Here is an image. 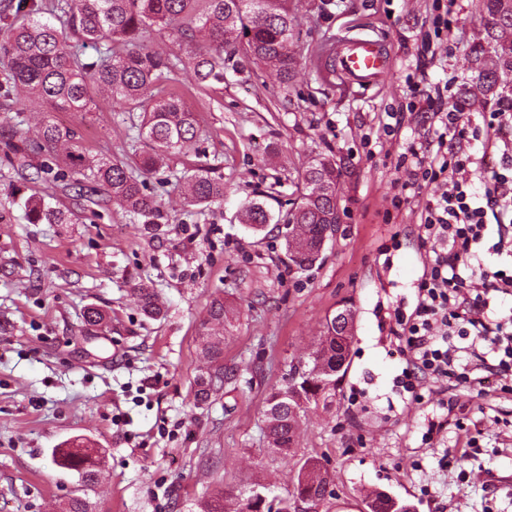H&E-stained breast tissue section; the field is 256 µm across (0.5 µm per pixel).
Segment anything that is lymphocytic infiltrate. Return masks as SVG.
I'll return each mask as SVG.
<instances>
[{
  "mask_svg": "<svg viewBox=\"0 0 512 512\" xmlns=\"http://www.w3.org/2000/svg\"><path fill=\"white\" fill-rule=\"evenodd\" d=\"M441 132L431 149L408 143L397 161L408 175L407 187L434 184L418 239L431 257L417 288L414 311L404 322V352L409 373L418 381L456 377L468 388L484 376L512 383V318L498 308L512 300V273L485 265L484 244L512 259V98L501 99L474 129L472 143L448 142L458 128L454 107L430 114ZM499 154L487 167L481 150Z\"/></svg>",
  "mask_w": 512,
  "mask_h": 512,
  "instance_id": "lymphocytic-infiltrate-1",
  "label": "lymphocytic infiltrate"
}]
</instances>
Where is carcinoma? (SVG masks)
Wrapping results in <instances>:
<instances>
[{"label": "carcinoma", "instance_id": "cac0c4a2", "mask_svg": "<svg viewBox=\"0 0 512 512\" xmlns=\"http://www.w3.org/2000/svg\"><path fill=\"white\" fill-rule=\"evenodd\" d=\"M482 42L472 49L471 63L477 72L463 96L471 109H484L501 97L500 74L512 72V0H479ZM6 10L27 17L0 33V60L4 63L0 98L13 99L18 88L45 102L53 111L89 112L92 88L109 94L112 102L130 112L141 111L140 124H132L136 138L149 146L141 161L150 172L170 156L193 147L198 135L196 113L181 96L166 91L181 71L193 74L196 85L224 83V68L244 45L255 60L276 70L288 81L295 66L292 54L293 17L288 0H8ZM58 20L56 28L41 15ZM159 26L174 30L178 53L160 51L144 39L148 29ZM91 48L95 55H86ZM323 66L336 73L334 45L323 43L317 50ZM7 137L9 165L21 168V178L36 182L45 165L33 160L51 154L69 133L54 123H45L36 140L14 129ZM58 178L72 176L64 189L76 197L93 201L97 190L119 202L134 216L149 217L159 211L157 201L145 193L146 184L128 167L109 157L91 158L75 146L54 156ZM338 176L334 156L319 155L298 175L302 186L286 213L296 228L285 242L288 269L307 270L322 260L324 233L336 223ZM224 197V179L201 166L190 176L189 204L203 206ZM26 217L32 224H66L68 219L42 195L23 198ZM272 216L260 203L243 209L242 223L263 230ZM133 293L143 315L157 320L163 305L154 288L137 283ZM325 317L323 336L309 360L290 367L284 382L266 397L264 435L271 461L296 456L297 433L311 405L328 406L336 401L348 368L355 313ZM231 309L221 297L209 306L210 320L224 324ZM206 368L194 380L195 404L208 406L222 395L224 385L234 379V369L224 365V336L209 333L201 338ZM53 462L76 472L82 483L93 485L99 478L98 450L78 441L52 450ZM290 494L272 498L252 490L240 499L233 512H308L336 498L333 480L316 454H302L295 463ZM197 512H228L224 494L204 497ZM364 512H413L389 494L374 491L364 499Z\"/></svg>", "mask_w": 512, "mask_h": 512}]
</instances>
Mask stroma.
Wrapping results in <instances>:
<instances>
[{"instance_id":"stroma-1","label":"stroma","mask_w":512,"mask_h":512,"mask_svg":"<svg viewBox=\"0 0 512 512\" xmlns=\"http://www.w3.org/2000/svg\"><path fill=\"white\" fill-rule=\"evenodd\" d=\"M290 8L297 66L288 83L241 51L223 83L198 89L182 74L201 133L193 150L145 175L157 218L132 216L105 196L96 205L74 200L47 180L32 191L52 193L70 221L29 223L0 141V512H59L78 495L93 512H191L205 493L233 498L255 487L286 495L293 466L266 456L264 399L344 304L355 312L350 370L335 403L311 408L298 435L299 452L327 461L337 493L330 512H361L369 490L415 512H512V393L493 379L479 391L417 383L395 334L428 259L416 226L432 194L425 188L392 207L407 178L398 156L407 142L437 138L426 114L413 111V90L458 103L482 36L478 0H452L441 33L435 0H291ZM365 34L391 59L385 80L351 88L320 74L322 43ZM93 99L89 112H52L35 99L21 112L0 104V128L34 139L51 121L89 155L137 170L127 113L102 93ZM391 112L409 118L388 135L381 124ZM321 154L341 166L339 229L323 263L295 273L288 225L256 234L241 213L258 202L286 214L299 172ZM202 165L227 191L200 209L187 204L179 176ZM141 281L157 291L162 319L138 310L130 290ZM217 295L238 308L223 329L236 379L198 408L199 341L213 329L208 306ZM91 306L108 314L106 326L86 325ZM431 417L447 424L430 440ZM471 433L469 458L447 462ZM77 438L102 456L99 480L86 488L51 462L52 449ZM205 450L222 455L219 475L199 467Z\"/></svg>"}]
</instances>
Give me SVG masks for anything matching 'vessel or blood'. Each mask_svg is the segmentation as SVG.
Masks as SVG:
<instances>
[{
    "label": "vessel or blood",
    "instance_id": "vessel-or-blood-1",
    "mask_svg": "<svg viewBox=\"0 0 512 512\" xmlns=\"http://www.w3.org/2000/svg\"><path fill=\"white\" fill-rule=\"evenodd\" d=\"M336 70L348 86L371 87L390 73L391 61L378 40L358 38L340 44Z\"/></svg>",
    "mask_w": 512,
    "mask_h": 512
}]
</instances>
